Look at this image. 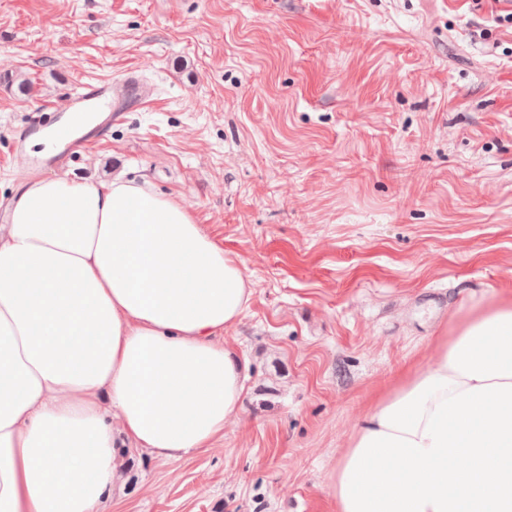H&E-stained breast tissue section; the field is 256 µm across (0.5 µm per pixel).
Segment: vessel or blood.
Instances as JSON below:
<instances>
[{"label": "vessel or blood", "instance_id": "b4317fda", "mask_svg": "<svg viewBox=\"0 0 512 512\" xmlns=\"http://www.w3.org/2000/svg\"><path fill=\"white\" fill-rule=\"evenodd\" d=\"M114 89L111 81L94 80L81 83L59 106L66 113L63 123L46 126L41 118L30 124L33 132L50 130L53 153L48 162L53 166L68 163L81 149L94 144L96 138L112 126Z\"/></svg>", "mask_w": 512, "mask_h": 512}]
</instances>
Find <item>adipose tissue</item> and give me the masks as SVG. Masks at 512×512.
<instances>
[{
    "mask_svg": "<svg viewBox=\"0 0 512 512\" xmlns=\"http://www.w3.org/2000/svg\"><path fill=\"white\" fill-rule=\"evenodd\" d=\"M252 294L147 180L25 185L0 225V512H100L121 445H213L242 413L221 338ZM434 351L360 419L336 512H512V290L453 312Z\"/></svg>",
    "mask_w": 512,
    "mask_h": 512,
    "instance_id": "ef3b65f1",
    "label": "adipose tissue"
}]
</instances>
